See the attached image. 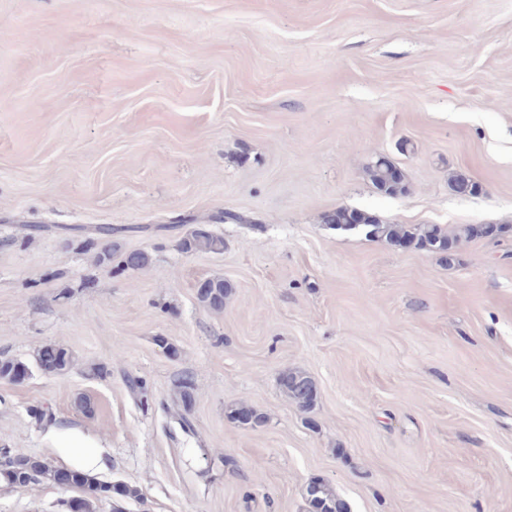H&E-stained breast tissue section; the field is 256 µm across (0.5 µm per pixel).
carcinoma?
<instances>
[{
  "label": "carcinoma",
  "mask_w": 512,
  "mask_h": 512,
  "mask_svg": "<svg viewBox=\"0 0 512 512\" xmlns=\"http://www.w3.org/2000/svg\"><path fill=\"white\" fill-rule=\"evenodd\" d=\"M394 163L378 158L368 164L365 174L371 185L381 194L395 196L406 191V184L395 185L389 180V168ZM452 191L459 194L476 195L480 192L478 183L466 174L456 172L449 178ZM357 223L338 224L336 229L357 230L366 237L384 242L391 247L408 246L433 252L442 256L452 266L458 260V247L461 240L470 238L476 229L468 224L460 225L448 231L439 224H392L379 219L367 211L358 210ZM148 226L114 228L110 224H97L89 229L92 236L104 241L102 248L95 253L94 263L98 266L112 264V235L126 232H144ZM181 249L186 253L206 252L220 254L224 251V238L215 234L206 224H198L181 241ZM150 263L149 255L143 251H129L121 256V267L127 270H139ZM231 294V285L220 277L201 282L197 288V300L205 308L220 312L224 302ZM38 368L46 374H59L74 365V357L67 349L47 344L39 350L36 357ZM31 373L28 363L17 358H0V376L12 380ZM280 384L288 397L300 409L308 411L317 399V387L314 380L298 370H290L281 376ZM227 418L232 422L252 430L265 424V417L252 408L245 406L228 410ZM59 469L50 462L38 457L12 456L8 452L0 453V479L14 488H25L33 483L47 480L56 481ZM71 490L82 501V512H94V504L101 500L115 502L135 499L141 496L139 489L122 482L102 481L81 469L70 470ZM306 501L309 512H349L347 501L322 480L311 481L306 488Z\"/></svg>",
  "instance_id": "carcinoma-1"
}]
</instances>
